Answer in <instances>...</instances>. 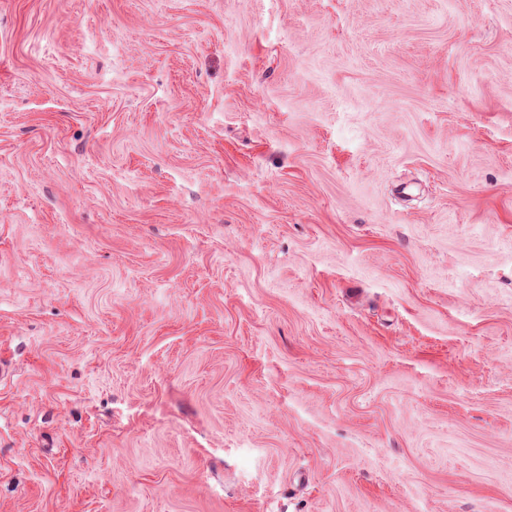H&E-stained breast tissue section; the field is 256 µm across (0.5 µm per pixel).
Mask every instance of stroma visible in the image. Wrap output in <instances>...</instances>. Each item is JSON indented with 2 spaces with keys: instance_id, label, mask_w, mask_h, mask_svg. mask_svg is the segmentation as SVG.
Instances as JSON below:
<instances>
[{
  "instance_id": "stroma-1",
  "label": "stroma",
  "mask_w": 512,
  "mask_h": 512,
  "mask_svg": "<svg viewBox=\"0 0 512 512\" xmlns=\"http://www.w3.org/2000/svg\"><path fill=\"white\" fill-rule=\"evenodd\" d=\"M0 512H512V0H0Z\"/></svg>"
}]
</instances>
